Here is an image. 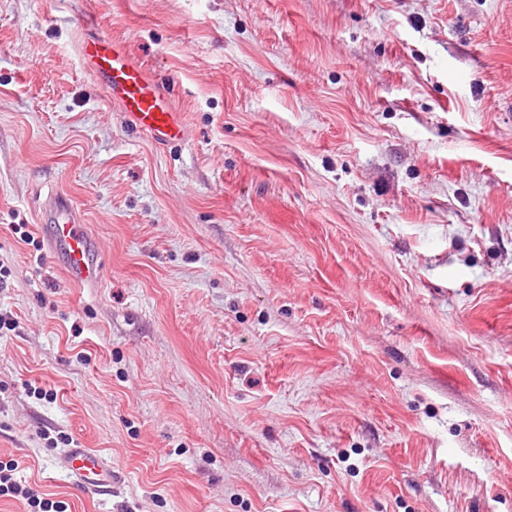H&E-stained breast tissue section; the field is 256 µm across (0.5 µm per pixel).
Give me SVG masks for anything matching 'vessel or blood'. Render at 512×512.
<instances>
[{"instance_id":"1","label":"vessel or blood","mask_w":512,"mask_h":512,"mask_svg":"<svg viewBox=\"0 0 512 512\" xmlns=\"http://www.w3.org/2000/svg\"><path fill=\"white\" fill-rule=\"evenodd\" d=\"M80 53L108 99L121 107L133 129L162 146L183 139L184 123L167 89L126 49L97 36L84 40ZM39 222L50 255L61 262L69 278L80 285L96 286L103 277L105 262L99 241L84 226L81 209L68 197L56 194L40 211ZM63 463L85 492H111L112 469L100 454L73 448L65 453Z\"/></svg>"}]
</instances>
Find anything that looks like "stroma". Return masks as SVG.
<instances>
[{"label": "stroma", "mask_w": 512, "mask_h": 512, "mask_svg": "<svg viewBox=\"0 0 512 512\" xmlns=\"http://www.w3.org/2000/svg\"><path fill=\"white\" fill-rule=\"evenodd\" d=\"M0 267V460L67 512H512V0H0ZM80 53L108 99L121 107L133 129L162 146L183 139L184 123L167 89L126 49L97 36L85 39ZM39 223L50 255L58 259L69 278L79 285L96 286L105 262L100 242L84 226V214L68 197L53 195ZM63 463L85 492L97 495L112 492V468L100 454L88 448H71L65 453Z\"/></svg>", "instance_id": "stroma-1"}]
</instances>
